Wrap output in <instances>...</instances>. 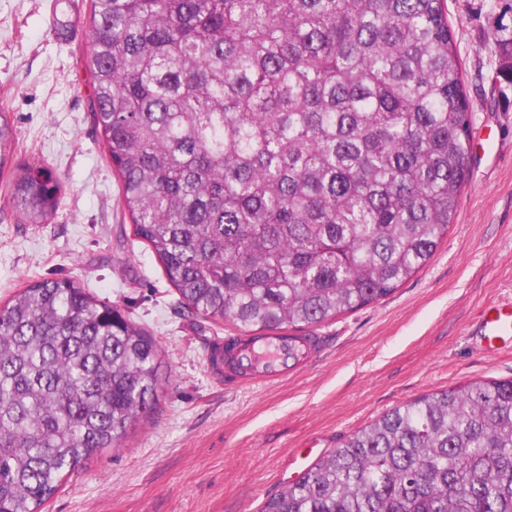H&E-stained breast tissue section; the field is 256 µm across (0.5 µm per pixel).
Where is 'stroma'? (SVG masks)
<instances>
[{
  "label": "stroma",
  "mask_w": 512,
  "mask_h": 512,
  "mask_svg": "<svg viewBox=\"0 0 512 512\" xmlns=\"http://www.w3.org/2000/svg\"><path fill=\"white\" fill-rule=\"evenodd\" d=\"M90 0H0V112L15 159L59 175L63 202L27 224L0 190V307L25 282L71 278L159 345L167 374L121 446L65 475L46 512H260L271 494L383 413L477 379H512V349L479 352L484 306L512 299V78L491 32L512 0H448L472 114L471 176L433 258L381 302L318 325L329 348L279 384L224 386L210 352L231 323L192 315L133 237L97 128ZM80 20L59 39L57 20Z\"/></svg>",
  "instance_id": "obj_1"
}]
</instances>
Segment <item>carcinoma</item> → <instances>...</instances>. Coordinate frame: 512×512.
I'll use <instances>...</instances> for the list:
<instances>
[{"mask_svg":"<svg viewBox=\"0 0 512 512\" xmlns=\"http://www.w3.org/2000/svg\"><path fill=\"white\" fill-rule=\"evenodd\" d=\"M94 117L135 239L192 313L305 329L393 293L455 223L472 116L448 0H91ZM493 40L512 59V30ZM0 174L45 224L54 172ZM149 331L70 278L0 308V512H43L164 375ZM260 512H512V379L425 394Z\"/></svg>","mask_w":512,"mask_h":512,"instance_id":"1","label":"carcinoma"}]
</instances>
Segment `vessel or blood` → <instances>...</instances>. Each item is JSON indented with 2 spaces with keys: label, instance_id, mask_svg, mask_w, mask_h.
<instances>
[{
  "label": "vessel or blood",
  "instance_id": "1",
  "mask_svg": "<svg viewBox=\"0 0 512 512\" xmlns=\"http://www.w3.org/2000/svg\"><path fill=\"white\" fill-rule=\"evenodd\" d=\"M482 349L491 353L512 343V301L487 304L481 314ZM326 337L273 334L232 336L224 341V383L276 382L296 374L326 346Z\"/></svg>",
  "mask_w": 512,
  "mask_h": 512
}]
</instances>
